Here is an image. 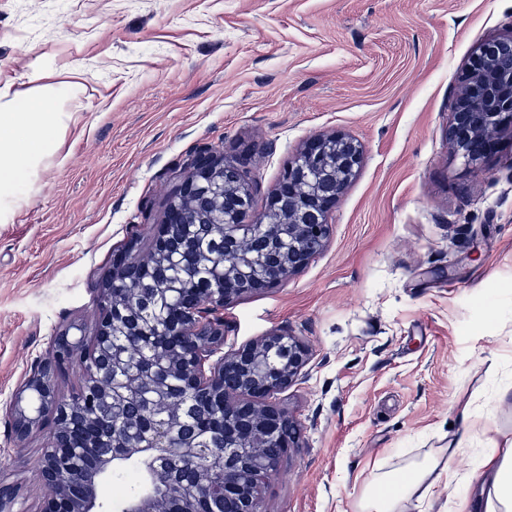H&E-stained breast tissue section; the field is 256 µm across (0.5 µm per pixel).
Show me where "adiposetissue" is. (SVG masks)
Listing matches in <instances>:
<instances>
[{
  "label": "adipose tissue",
  "instance_id": "1",
  "mask_svg": "<svg viewBox=\"0 0 512 512\" xmlns=\"http://www.w3.org/2000/svg\"><path fill=\"white\" fill-rule=\"evenodd\" d=\"M79 92L78 85L62 83L24 98L0 97V197L16 193L32 159L53 147L64 106ZM495 433L494 423L483 427L486 446L464 479L479 483L484 512H512V442L500 445ZM457 453L454 447L445 454L432 452L377 474L363 487L358 512H407L412 502L440 496L445 489L443 478L450 475Z\"/></svg>",
  "mask_w": 512,
  "mask_h": 512
}]
</instances>
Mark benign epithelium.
<instances>
[{"label": "benign epithelium", "instance_id": "7a95c632", "mask_svg": "<svg viewBox=\"0 0 512 512\" xmlns=\"http://www.w3.org/2000/svg\"><path fill=\"white\" fill-rule=\"evenodd\" d=\"M512 129V33L480 43L463 69L447 129L453 153L475 172ZM363 161L353 137L334 132L311 139L289 162L267 208L252 212L238 163L208 148L195 153L173 192L152 244L117 253L98 299L94 336L54 337L36 360L12 405L11 433L22 441L51 421L39 458L45 494L38 512H101L99 485L112 468L138 462L161 494L130 497L123 512H262L261 487L283 457L300 445L288 413L270 399L286 389L307 362L297 340L271 333L230 358L224 322L215 308L246 293L275 288L320 253L331 234L329 212ZM184 224L224 225L212 235L217 270L193 289L165 327L155 328L153 357L130 369L113 337L137 338L148 326L133 316V287L173 249H188ZM82 378L69 400L59 397L58 371L74 364ZM162 365L189 399L172 408L174 392L157 375ZM125 425L112 426V415ZM76 470L64 465L74 456Z\"/></svg>", "mask_w": 512, "mask_h": 512}]
</instances>
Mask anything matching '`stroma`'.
I'll list each match as a JSON object with an SVG mask.
<instances>
[{"label":"stroma","mask_w":512,"mask_h":512,"mask_svg":"<svg viewBox=\"0 0 512 512\" xmlns=\"http://www.w3.org/2000/svg\"><path fill=\"white\" fill-rule=\"evenodd\" d=\"M512 31V0H0V94L77 82L53 151L0 203V481L35 512L45 435L11 403L61 330L92 336L112 254L151 245L201 148L246 162L255 212L291 158L335 130L363 162L325 249L225 303L224 353L272 331L308 349L276 395L300 432L265 512H357L379 469L512 438V133L485 176L448 147L460 73ZM38 82H31V75Z\"/></svg>","instance_id":"obj_1"}]
</instances>
